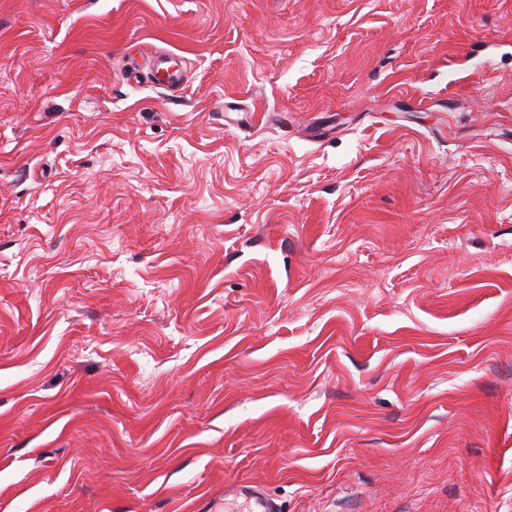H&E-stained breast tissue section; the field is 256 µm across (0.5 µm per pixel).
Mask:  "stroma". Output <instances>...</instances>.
Returning <instances> with one entry per match:
<instances>
[{
	"label": "stroma",
	"mask_w": 512,
	"mask_h": 512,
	"mask_svg": "<svg viewBox=\"0 0 512 512\" xmlns=\"http://www.w3.org/2000/svg\"><path fill=\"white\" fill-rule=\"evenodd\" d=\"M234 483L512 512V0H0V512ZM173 55L168 51H161L151 56L149 80L155 88L166 91L173 90L180 84V75L178 69L175 68Z\"/></svg>",
	"instance_id": "stroma-1"
}]
</instances>
